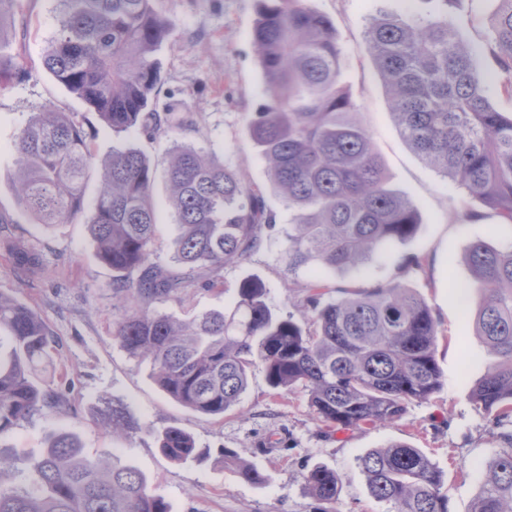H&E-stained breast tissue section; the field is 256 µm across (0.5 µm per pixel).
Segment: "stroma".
Masks as SVG:
<instances>
[{
  "mask_svg": "<svg viewBox=\"0 0 512 512\" xmlns=\"http://www.w3.org/2000/svg\"><path fill=\"white\" fill-rule=\"evenodd\" d=\"M328 16L343 48L345 80L363 124L371 132L391 186L417 207L421 224L409 242L390 249L369 273L329 274L331 286L369 285L397 279L423 297L439 326L436 360L442 385L430 400L410 403L402 419L373 428H328L309 407L305 390L270 388L261 367H253L246 391L224 416L184 408L168 397L152 376L149 362L129 358L113 333L120 303L112 288V270L97 256L84 224L42 228L11 224L9 238L23 241L40 255L41 266L19 280L0 247V292L36 310L57 340L42 379L67 392L65 414H37L0 438V456L11 485L25 483L26 459L38 454L51 430L78 436L86 453L111 461L120 456L140 469L151 488L173 506V512H317L304 473L315 465L336 471L341 479L338 512H384L368 493L356 459L374 448L405 443L421 449L447 478L448 512H470L481 483L480 465L495 456L500 442L492 416L470 398L490 358L466 318L459 286L469 284L464 260L467 246L497 223L493 208L467 197L453 180L429 167L404 141L391 112L388 94L371 62L366 40L368 19L377 9L433 15L437 0H309ZM259 0H153L154 9L173 24L159 59L163 84L159 102L175 99L199 115L196 126L158 139L140 132L114 134L95 112L56 82L46 71L44 50L58 34V0H20L14 16L11 52L29 73L27 81L0 89V212L16 211L14 143L32 109L50 104L76 113L95 127L96 159L113 147L139 149L156 171L153 199L158 218L154 262L167 264L177 236L168 205V151L189 145L237 171L260 189L275 216L264 229L259 247L245 261L225 266L220 285L195 283L180 297L160 304L162 312L183 320L211 310L230 309L244 279L260 281L267 302L277 313L298 314L307 296V270L289 273L283 257L288 231V204L273 188L266 161L253 146L248 116L266 94L253 27ZM496 0H455L448 23L470 45L485 46ZM419 265L402 269L406 257ZM123 407L132 429L113 433L104 423L106 411ZM176 425L189 432L205 458L175 463L164 457L154 430ZM266 474L260 485L241 481L225 467L221 449Z\"/></svg>",
  "mask_w": 512,
  "mask_h": 512,
  "instance_id": "obj_1",
  "label": "stroma"
}]
</instances>
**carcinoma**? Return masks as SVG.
<instances>
[{
	"instance_id": "1",
	"label": "carcinoma",
	"mask_w": 512,
	"mask_h": 512,
	"mask_svg": "<svg viewBox=\"0 0 512 512\" xmlns=\"http://www.w3.org/2000/svg\"><path fill=\"white\" fill-rule=\"evenodd\" d=\"M20 0H0V88L27 71L10 53L6 20ZM153 0H60L58 36L44 67L114 132L166 136L192 127L195 112H159L163 83L158 54L173 31ZM489 55L497 78L486 82L476 50L448 26L447 10L430 18L379 9L366 36L372 64L401 135L436 172L496 210L499 223L473 241L465 260L473 282L460 289L464 312L477 295L476 335L491 358L473 386L475 405L502 429L503 448L482 467L471 512H512V241L492 243L512 229V113L492 96L512 99V0H496ZM254 44L266 95L250 113L248 131L268 174L292 212L284 245L288 272L313 273L300 317L275 313L265 289L243 281L229 313L209 311L181 321L156 308L178 298L195 279L214 285L224 266L248 258L272 226L261 193L203 151L175 144L166 170L178 235L170 264L152 262L157 217L155 171L131 147L112 149L103 163L94 203L85 199L93 172L91 141L72 112L34 109L16 142L19 166L15 217L50 226L84 219L100 259L112 268V288L123 301L114 337L130 357L147 360L160 389L193 411L222 416L259 365L274 390L300 387L327 427L384 426L411 402L428 401L441 386L436 361L438 323L428 303L395 280L345 286L327 296L320 272L365 271L403 244L420 224L415 206L388 188L383 163L343 81L342 50L331 19L308 0H260ZM23 279L40 265L32 248L9 247ZM0 435L35 414H56L67 396L46 385L39 368L55 343L41 316L0 293ZM161 452L181 462L199 458L195 441L170 426L155 433ZM224 465L245 483L266 476L228 449ZM370 494L385 512H448L445 475L420 449L393 443L357 458ZM0 455V512H172L151 492L139 469L86 456L69 432L53 434L27 460L25 487L4 484ZM306 489L323 507L338 500L340 477L315 465Z\"/></svg>"
}]
</instances>
